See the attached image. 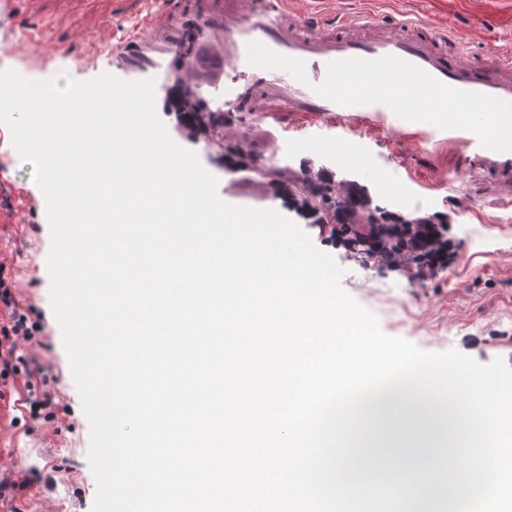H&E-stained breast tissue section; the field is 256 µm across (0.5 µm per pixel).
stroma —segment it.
<instances>
[{
	"label": "stroma",
	"instance_id": "stroma-1",
	"mask_svg": "<svg viewBox=\"0 0 512 512\" xmlns=\"http://www.w3.org/2000/svg\"><path fill=\"white\" fill-rule=\"evenodd\" d=\"M139 2L14 0L11 9L0 10V69L33 81L114 73L112 53L130 34ZM409 18L456 25L473 59L512 43V0H401L384 16L395 29ZM156 109L172 139L217 178L224 202L274 209L293 220L344 268L343 288L377 316L385 333L426 352L456 350L482 364L500 358L512 365V208L501 206L493 183L466 171L455 147H423L411 134L383 128L354 140L378 171L357 176L371 195H379V179L388 176L421 214L447 224L448 265L421 280L412 267L362 266L281 199L245 197L235 175L214 164L203 143L177 131L167 100H157ZM32 171L0 125L1 273L42 315L44 336L22 352L49 368L61 407L55 420L34 423L23 411V382L0 386V477L29 482L24 491L0 497V512H91L96 482L87 459L89 425L50 306V229Z\"/></svg>",
	"mask_w": 512,
	"mask_h": 512
}]
</instances>
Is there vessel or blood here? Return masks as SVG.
Listing matches in <instances>:
<instances>
[{"mask_svg":"<svg viewBox=\"0 0 512 512\" xmlns=\"http://www.w3.org/2000/svg\"><path fill=\"white\" fill-rule=\"evenodd\" d=\"M137 31L113 56L129 81L154 80L165 91L182 74L191 91L211 112L248 102L263 118L291 116L290 130L305 133L314 148L331 145L382 127L412 132L431 146L452 145L470 170L489 177L502 204H512V151L483 148L464 129H441L399 118L388 106L341 105L318 96L329 62L350 58L375 60L388 55L406 60L444 84L512 103V47L494 50L486 61L463 60L455 26L406 22L403 31L384 25L376 10L346 20L310 10L308 0H151ZM306 63V82L282 70L249 64L250 43Z\"/></svg>","mask_w":512,"mask_h":512,"instance_id":"b4317fda","label":"vessel or blood"}]
</instances>
